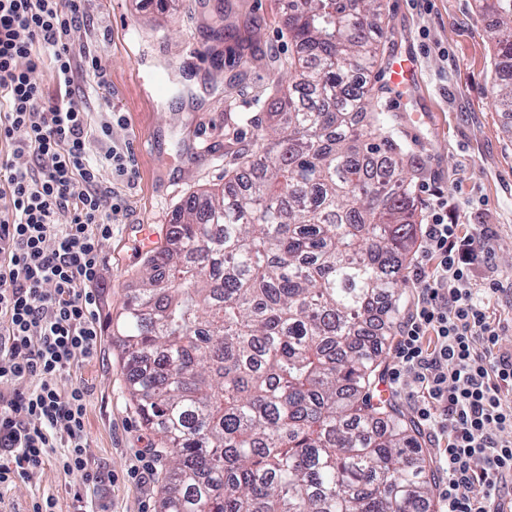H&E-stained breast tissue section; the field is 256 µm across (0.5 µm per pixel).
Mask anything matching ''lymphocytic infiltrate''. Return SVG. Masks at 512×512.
<instances>
[{
	"instance_id": "f902f5d3",
	"label": "lymphocytic infiltrate",
	"mask_w": 512,
	"mask_h": 512,
	"mask_svg": "<svg viewBox=\"0 0 512 512\" xmlns=\"http://www.w3.org/2000/svg\"><path fill=\"white\" fill-rule=\"evenodd\" d=\"M82 0H0V483L46 463L92 478L87 389L61 390L78 357L100 343L89 284L99 275L107 219L122 198L102 180H131L121 148L101 147L78 83L104 85L72 34ZM66 99L32 77L42 55ZM31 163L16 166L15 157ZM69 223H59L61 213ZM495 235L448 221L434 192L409 271L414 306L392 348L385 382L409 401L448 477L436 512H512V351L473 268L492 266Z\"/></svg>"
}]
</instances>
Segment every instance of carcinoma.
Masks as SVG:
<instances>
[{
    "mask_svg": "<svg viewBox=\"0 0 512 512\" xmlns=\"http://www.w3.org/2000/svg\"><path fill=\"white\" fill-rule=\"evenodd\" d=\"M262 147L190 195L112 320L157 438L156 512H428L419 434L374 396L421 223L376 110L381 0H286ZM512 115V0H478Z\"/></svg>",
    "mask_w": 512,
    "mask_h": 512,
    "instance_id": "obj_1",
    "label": "carcinoma"
}]
</instances>
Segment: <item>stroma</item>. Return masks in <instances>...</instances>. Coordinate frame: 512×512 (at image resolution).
Masks as SVG:
<instances>
[{"instance_id":"1","label":"stroma","mask_w":512,"mask_h":512,"mask_svg":"<svg viewBox=\"0 0 512 512\" xmlns=\"http://www.w3.org/2000/svg\"><path fill=\"white\" fill-rule=\"evenodd\" d=\"M386 57L410 51L421 82L408 100L386 76L375 83L386 113L418 170L416 196L447 191L458 224H488L496 233L493 269L477 282L500 280L488 298L512 349V116L491 98L494 54L476 20L475 0H382ZM73 45L89 49L108 79L90 94L94 121L112 115L108 143L127 149L131 181L119 183L125 208L103 241L100 278L90 289L101 332L97 356L80 362L63 388L85 384L87 452L99 471L85 488L77 474L46 464L30 477L0 484V512H29L35 497L54 495L56 512H74L86 491L93 512H155L160 477L152 438L128 391L127 360L112 343V320L139 282L146 258L167 242L173 214L189 194L220 189L235 151L256 148L274 87L288 81L283 0H84ZM225 24L229 33L214 38ZM256 30L254 51L232 29Z\"/></svg>"}]
</instances>
